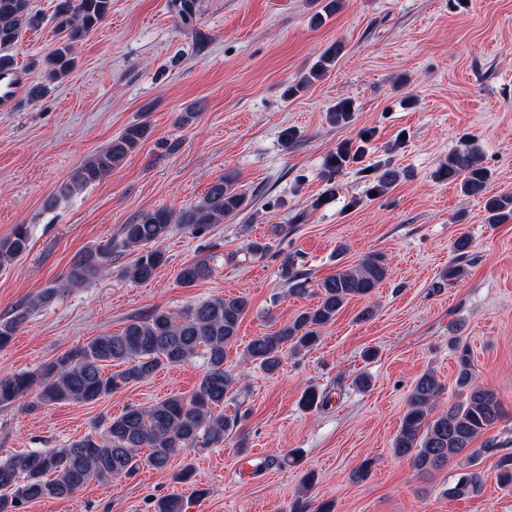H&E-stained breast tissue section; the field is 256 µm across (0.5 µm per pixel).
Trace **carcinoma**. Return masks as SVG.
Here are the masks:
<instances>
[{
    "mask_svg": "<svg viewBox=\"0 0 512 512\" xmlns=\"http://www.w3.org/2000/svg\"><path fill=\"white\" fill-rule=\"evenodd\" d=\"M112 0H57L54 18L63 41L44 59L45 77L58 81L73 70L76 44L110 14ZM180 21L188 24L196 13L194 0H171ZM43 18L30 8L29 0H0V50L19 42L23 33L40 26ZM150 126L137 122L127 126L104 151L74 168L56 187L52 200L67 198L83 188L106 179L127 155L148 137ZM450 182H459L467 196H487L490 174L481 165L477 149L467 148L448 154L441 168ZM249 207V199L235 188L232 176L216 177L202 200L174 212L160 207L144 212L123 225L119 239L107 247H88L78 253L65 283L51 285L31 296L9 316L0 319V348L6 347L16 331L31 316L51 304L64 288L90 284L112 252H129L134 259L126 277L134 283L152 280L167 258L162 243L176 226L193 235L205 233ZM488 222L501 224L512 218V194L487 196ZM28 226L17 224L0 238V269L12 265L29 250ZM269 239L251 240L245 255L263 259L272 253ZM214 273L206 256L184 264L176 279L191 287ZM281 277L288 293L297 297L315 296L317 304L295 316L274 332L253 337L244 349L246 363L268 374L281 368L285 351L308 352L320 340L321 331L354 298L370 296L388 277V267L380 255L336 270L310 289L307 274L295 269L289 256L280 262ZM248 309L244 296L216 297L189 304L171 312L157 309L144 317L128 320L119 333L92 338L84 346L43 365L35 372L0 376V410L24 406L36 411L59 404H88L116 392L121 387L150 379L159 370L183 363L199 353L206 356V368L189 396L173 394L149 406L131 405L111 419L104 436H87L62 448L16 452L0 459V512H21L25 503L45 498H69L89 482L132 475L144 465L157 471L168 468L172 457L199 446L224 444V437L238 428L240 415L224 413V403L239 394L240 375L224 367L226 350L237 342L240 323ZM456 387L464 399L445 410H438L444 393L432 372L417 378L407 398L401 425L392 444L394 455L411 460L421 475L430 474L464 454L468 462L491 451L493 444L473 447L474 441L489 430L502 415L497 394L476 384L471 356L466 348L456 349ZM124 369L107 375L112 364ZM329 397L316 388L306 390L302 408L316 409ZM146 449L144 458L140 450ZM501 486L512 488V454L497 461ZM479 476L469 473L448 494L460 497L477 489ZM187 503L179 496H164L154 502L153 512H186Z\"/></svg>",
    "mask_w": 512,
    "mask_h": 512,
    "instance_id": "cac0c4a2",
    "label": "carcinoma"
}]
</instances>
